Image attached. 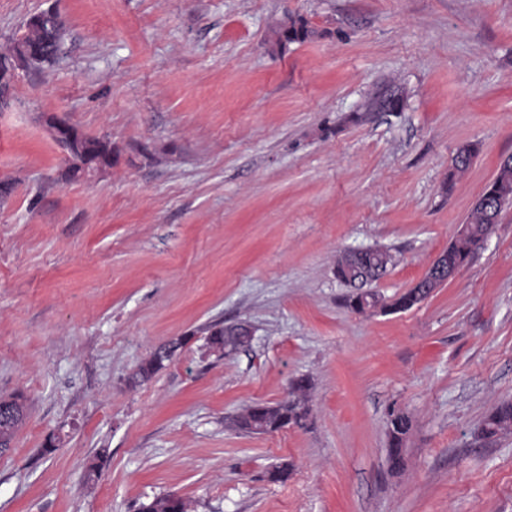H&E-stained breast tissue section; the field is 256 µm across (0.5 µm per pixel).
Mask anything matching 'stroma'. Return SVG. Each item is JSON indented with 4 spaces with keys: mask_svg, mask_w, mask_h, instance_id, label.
Returning a JSON list of instances; mask_svg holds the SVG:
<instances>
[{
    "mask_svg": "<svg viewBox=\"0 0 512 512\" xmlns=\"http://www.w3.org/2000/svg\"><path fill=\"white\" fill-rule=\"evenodd\" d=\"M47 9L63 53L0 108V397L27 409L0 512H512V431L480 435L512 401V206L411 309L351 310L333 273L388 248L391 302L512 157V0H0V49ZM297 17L311 36L279 44ZM48 112L111 166L70 176ZM236 323L252 342L211 351ZM301 377L304 426L236 429ZM412 421L407 414L389 413L387 418V436L389 444V460L393 457L392 448H404ZM188 504L180 497L164 495L154 497L140 505L138 512H188Z\"/></svg>",
    "mask_w": 512,
    "mask_h": 512,
    "instance_id": "1",
    "label": "stroma"
}]
</instances>
